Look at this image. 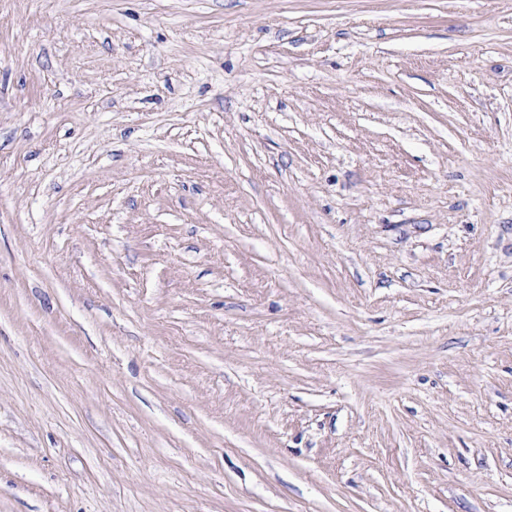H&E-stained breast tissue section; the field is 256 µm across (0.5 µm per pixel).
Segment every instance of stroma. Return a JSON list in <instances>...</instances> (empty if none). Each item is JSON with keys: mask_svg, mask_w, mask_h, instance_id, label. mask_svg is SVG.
Returning <instances> with one entry per match:
<instances>
[{"mask_svg": "<svg viewBox=\"0 0 512 512\" xmlns=\"http://www.w3.org/2000/svg\"><path fill=\"white\" fill-rule=\"evenodd\" d=\"M0 512H512V0H0Z\"/></svg>", "mask_w": 512, "mask_h": 512, "instance_id": "obj_1", "label": "stroma"}]
</instances>
